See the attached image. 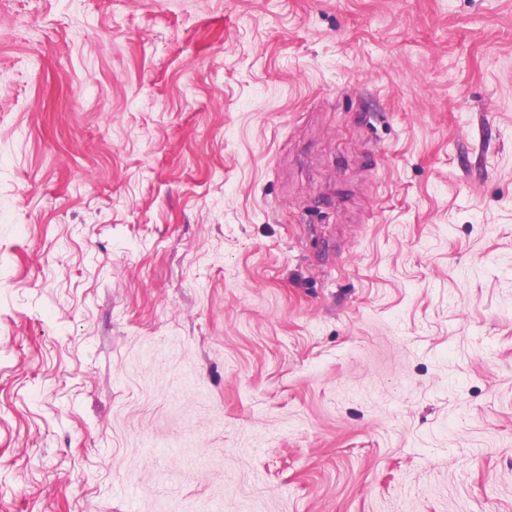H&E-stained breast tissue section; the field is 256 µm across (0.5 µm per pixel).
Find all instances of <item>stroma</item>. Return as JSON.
<instances>
[{
  "label": "stroma",
  "mask_w": 512,
  "mask_h": 512,
  "mask_svg": "<svg viewBox=\"0 0 512 512\" xmlns=\"http://www.w3.org/2000/svg\"><path fill=\"white\" fill-rule=\"evenodd\" d=\"M512 512V0H0V512Z\"/></svg>",
  "instance_id": "1"
}]
</instances>
